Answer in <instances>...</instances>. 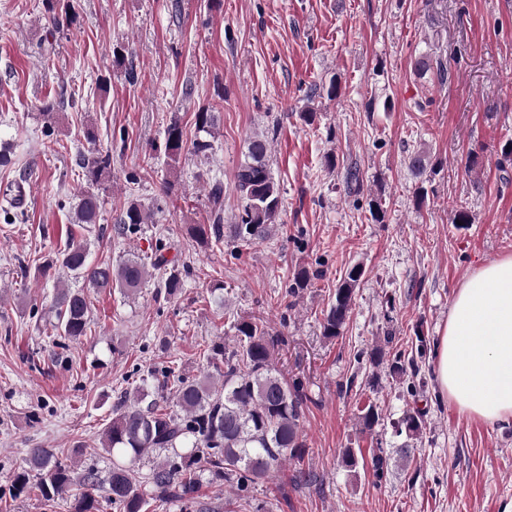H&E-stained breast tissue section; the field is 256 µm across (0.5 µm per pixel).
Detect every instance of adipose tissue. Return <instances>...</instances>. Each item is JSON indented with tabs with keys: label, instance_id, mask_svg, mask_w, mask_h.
<instances>
[{
	"label": "adipose tissue",
	"instance_id": "1",
	"mask_svg": "<svg viewBox=\"0 0 512 512\" xmlns=\"http://www.w3.org/2000/svg\"><path fill=\"white\" fill-rule=\"evenodd\" d=\"M435 376L461 418L512 421V255L477 268L456 290Z\"/></svg>",
	"mask_w": 512,
	"mask_h": 512
}]
</instances>
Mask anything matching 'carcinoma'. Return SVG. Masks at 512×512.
Returning a JSON list of instances; mask_svg holds the SVG:
<instances>
[{
	"mask_svg": "<svg viewBox=\"0 0 512 512\" xmlns=\"http://www.w3.org/2000/svg\"><path fill=\"white\" fill-rule=\"evenodd\" d=\"M414 71L421 78L429 75L439 81L445 76L443 63L427 54L415 59ZM185 147L182 128L174 120L166 130L165 154L176 162ZM267 157L266 140L249 141L247 160L240 165L235 182L244 206L238 222L228 226L229 237L236 242L264 239L269 225L279 217L280 191ZM76 165L87 184L94 186L107 173L109 157L95 152L81 154ZM27 178L28 174L22 172L9 184V207L20 208ZM209 199L213 226L209 229L199 224L193 233L206 244L219 243L224 207L221 182L212 183ZM98 214V196L88 190L74 208L73 224L85 229L97 223ZM143 223L140 205L132 203L118 230L123 233ZM67 235L68 243L59 259L74 278L99 291L114 287L134 291L145 282L144 264L128 260L114 268L109 260L92 263L86 247L75 240L72 228H67ZM153 266L163 272L160 287L165 294L178 295L184 287L185 270L175 266L160 249L154 254ZM362 275L361 267H353L336 288L335 300L323 313V336L341 335ZM309 282V271L298 270L286 296L298 297ZM90 310L91 301L84 289L54 288L52 312L59 336L74 341L87 335ZM232 327L236 338L233 349L216 342L207 356L214 367H224L219 377L206 380L178 375L172 379L169 369L160 377L151 372L149 378H140L133 397L123 395L118 399L100 438L102 450L112 456V467L107 472L94 465L77 470L74 458L97 454V448L90 444L72 449L70 455L57 448H30L13 471L11 496L19 498L35 491L46 506L65 512H103L107 507L112 512H148L156 502H176L187 510L209 512L200 499V476L206 473L209 481L227 485L235 501H250L257 483L280 470L286 461L303 459L300 419L308 396L300 379L286 381L276 367L275 348L288 344L286 336H271L262 324L242 316L233 319ZM369 358L376 366L387 363L393 378L418 375L415 366L402 360L399 352L387 360L385 352L376 346ZM359 419L362 431L374 432L380 420L377 406L366 405ZM423 426L424 412L408 411L398 421L396 433L417 437ZM146 460L151 466L143 475L139 464ZM389 460L386 449H375L372 465L377 480L384 477Z\"/></svg>",
	"mask_w": 512,
	"mask_h": 512,
	"instance_id": "obj_1",
	"label": "carcinoma"
}]
</instances>
